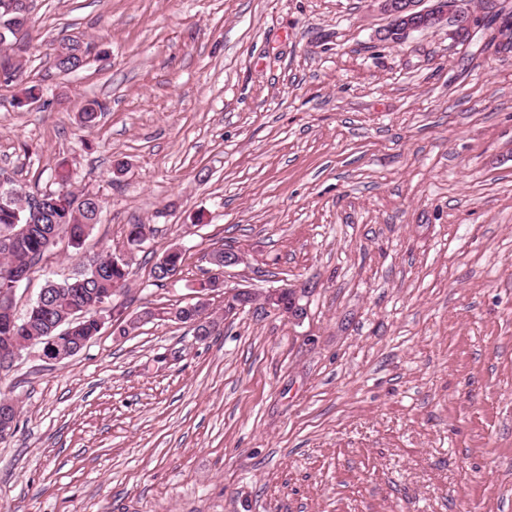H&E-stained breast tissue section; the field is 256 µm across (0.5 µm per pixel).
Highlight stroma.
Returning a JSON list of instances; mask_svg holds the SVG:
<instances>
[{
	"label": "stroma",
	"instance_id": "35a3bbf8",
	"mask_svg": "<svg viewBox=\"0 0 512 512\" xmlns=\"http://www.w3.org/2000/svg\"><path fill=\"white\" fill-rule=\"evenodd\" d=\"M464 4L468 30L392 42L377 0H32L0 178L49 189L65 160L104 211L16 313L105 253L132 316L195 303L224 247L228 287L310 295L298 323L248 307L204 341L155 320L23 353L0 512H512V0ZM64 37L94 45L70 74L45 61Z\"/></svg>",
	"mask_w": 512,
	"mask_h": 512
}]
</instances>
